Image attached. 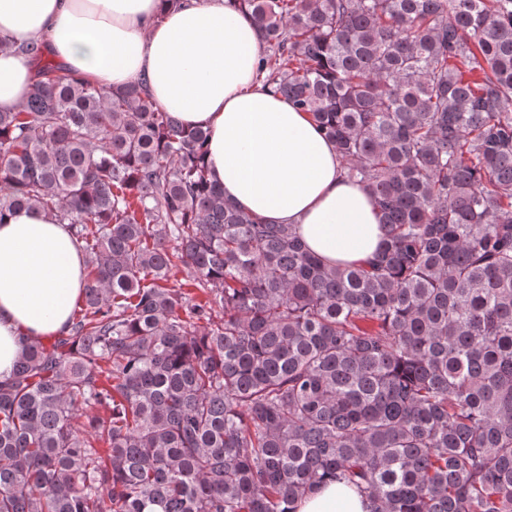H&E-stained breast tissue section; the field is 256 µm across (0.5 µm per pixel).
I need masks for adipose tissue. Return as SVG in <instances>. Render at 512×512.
<instances>
[{"instance_id": "1", "label": "adipose tissue", "mask_w": 512, "mask_h": 512, "mask_svg": "<svg viewBox=\"0 0 512 512\" xmlns=\"http://www.w3.org/2000/svg\"><path fill=\"white\" fill-rule=\"evenodd\" d=\"M0 111L34 82L24 42L48 44L71 74L109 90L138 77L152 100L208 133L206 163L224 197L272 224L294 225L327 263L364 261L384 240L377 207L342 173L336 148L304 113L255 80L256 26L228 0H0ZM84 260L65 225L37 209L0 224V378L24 338L67 331L84 288ZM297 512H369L354 489L328 485Z\"/></svg>"}]
</instances>
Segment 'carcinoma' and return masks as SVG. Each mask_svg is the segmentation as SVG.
Returning a JSON list of instances; mask_svg holds the SVG:
<instances>
[{
    "mask_svg": "<svg viewBox=\"0 0 512 512\" xmlns=\"http://www.w3.org/2000/svg\"><path fill=\"white\" fill-rule=\"evenodd\" d=\"M385 240L329 267L224 199L207 131L47 47L0 112V217L69 226L67 333L0 379V512H512V0H234ZM183 266L191 291L169 284ZM297 512H369V504L354 489L333 484L301 500Z\"/></svg>",
    "mask_w": 512,
    "mask_h": 512,
    "instance_id": "cac0c4a2",
    "label": "carcinoma"
}]
</instances>
